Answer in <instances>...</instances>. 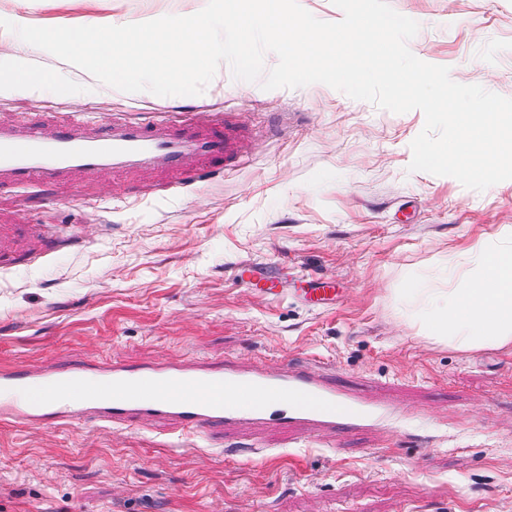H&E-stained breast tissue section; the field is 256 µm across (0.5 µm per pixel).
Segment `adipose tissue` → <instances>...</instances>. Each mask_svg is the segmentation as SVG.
<instances>
[{
  "instance_id": "1",
  "label": "adipose tissue",
  "mask_w": 512,
  "mask_h": 512,
  "mask_svg": "<svg viewBox=\"0 0 512 512\" xmlns=\"http://www.w3.org/2000/svg\"><path fill=\"white\" fill-rule=\"evenodd\" d=\"M37 89L70 98L83 92L65 75L42 73L0 43V90ZM506 236L510 246L487 244L473 252L472 269L452 276L447 289L420 281L408 285L418 317L432 337L460 350L512 344V228Z\"/></svg>"
}]
</instances>
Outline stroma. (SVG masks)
<instances>
[{
    "mask_svg": "<svg viewBox=\"0 0 512 512\" xmlns=\"http://www.w3.org/2000/svg\"><path fill=\"white\" fill-rule=\"evenodd\" d=\"M420 25L408 46L452 80L512 98V0H389ZM205 0H0L30 22L187 16ZM34 64L86 95L0 94V126L118 116L178 124L230 113L249 139L232 169L174 185L157 165L79 169L0 187L18 225L0 270V369L168 359L312 361L396 410L389 427L321 437L282 414L187 434L173 419L0 420V512H512V345L428 337L409 282L447 287L512 227V180L476 191L410 171L421 111L327 85L263 89L228 64L197 96L126 93L50 53ZM52 243L32 259L39 236ZM281 267L278 296L238 264ZM306 274L336 290L322 305Z\"/></svg>",
    "mask_w": 512,
    "mask_h": 512,
    "instance_id": "35a3bbf8",
    "label": "stroma"
}]
</instances>
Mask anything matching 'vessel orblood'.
<instances>
[{
  "label": "vessel or blood",
  "mask_w": 512,
  "mask_h": 512,
  "mask_svg": "<svg viewBox=\"0 0 512 512\" xmlns=\"http://www.w3.org/2000/svg\"><path fill=\"white\" fill-rule=\"evenodd\" d=\"M244 135L228 117L207 125L131 123L118 118L93 131L65 123L54 133L28 124L0 129V175L30 182L72 170L140 158L182 177L188 153L216 168L236 162ZM43 386V403L23 398L25 387ZM0 388L15 399L0 402V419L28 426L86 411L119 423L136 417L170 418L198 432L227 421H257L283 407L289 419L322 427L387 425L392 409L367 404L328 382L322 370L299 365L253 368L238 360L224 365L166 361L137 369L121 363L88 373L32 368L0 373Z\"/></svg>",
  "instance_id": "obj_1"
}]
</instances>
